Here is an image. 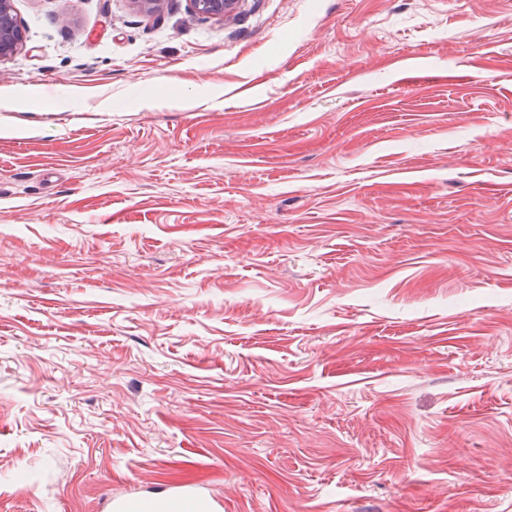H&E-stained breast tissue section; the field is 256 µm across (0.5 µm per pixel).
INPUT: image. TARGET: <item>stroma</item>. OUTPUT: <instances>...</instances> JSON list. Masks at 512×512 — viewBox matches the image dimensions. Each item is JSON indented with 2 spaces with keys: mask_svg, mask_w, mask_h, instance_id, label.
I'll return each mask as SVG.
<instances>
[{
  "mask_svg": "<svg viewBox=\"0 0 512 512\" xmlns=\"http://www.w3.org/2000/svg\"><path fill=\"white\" fill-rule=\"evenodd\" d=\"M15 7L0 512H512V0ZM189 2L196 15L223 20L234 11L239 0H189ZM113 512H211V504L189 491L172 492L164 499L143 496L113 499Z\"/></svg>",
  "mask_w": 512,
  "mask_h": 512,
  "instance_id": "stroma-1",
  "label": "stroma"
}]
</instances>
